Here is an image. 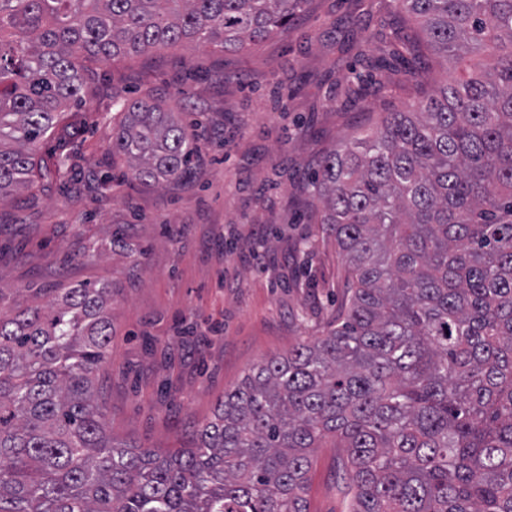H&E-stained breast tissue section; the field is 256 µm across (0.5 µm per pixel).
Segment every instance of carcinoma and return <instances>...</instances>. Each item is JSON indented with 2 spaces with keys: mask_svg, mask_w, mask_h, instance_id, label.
<instances>
[{
  "mask_svg": "<svg viewBox=\"0 0 512 512\" xmlns=\"http://www.w3.org/2000/svg\"><path fill=\"white\" fill-rule=\"evenodd\" d=\"M306 0H0V200L67 173L87 62L240 51ZM456 70L326 154L311 180L347 268L326 335L257 365L191 447L116 442L95 387L112 285L0 304V512H308L312 453L344 449L349 512H512V0H401ZM112 155L162 186L198 149L175 112L115 101ZM54 140V154L37 150Z\"/></svg>",
  "mask_w": 512,
  "mask_h": 512,
  "instance_id": "obj_1",
  "label": "carcinoma"
}]
</instances>
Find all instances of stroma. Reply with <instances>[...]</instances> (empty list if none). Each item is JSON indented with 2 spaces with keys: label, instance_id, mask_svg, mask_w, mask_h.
<instances>
[{
  "label": "stroma",
  "instance_id": "35a3bbf8",
  "mask_svg": "<svg viewBox=\"0 0 512 512\" xmlns=\"http://www.w3.org/2000/svg\"><path fill=\"white\" fill-rule=\"evenodd\" d=\"M415 38L398 0H308L288 30L240 52L176 46L97 65L73 108L71 172L0 201V300L111 284L112 353L98 387L116 441L189 446L252 366L326 334L347 272L307 175L416 99L391 59ZM116 96L179 112L197 169L161 187L125 178L109 151ZM117 226L126 234L109 243ZM101 239L102 255H84ZM336 455L313 453L310 512L348 510Z\"/></svg>",
  "mask_w": 512,
  "mask_h": 512
}]
</instances>
